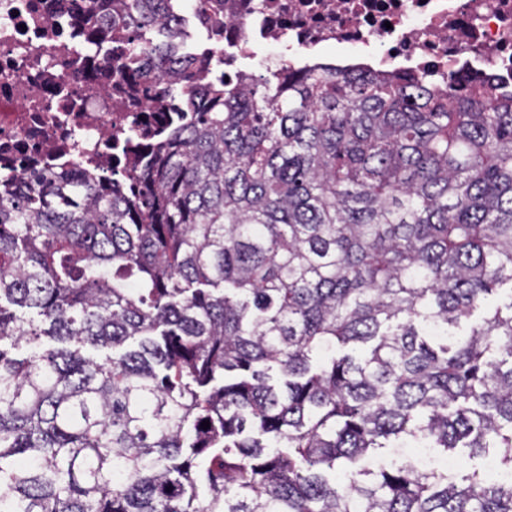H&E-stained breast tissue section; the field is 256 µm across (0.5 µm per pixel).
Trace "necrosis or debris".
<instances>
[{"label":"necrosis or debris","mask_w":512,"mask_h":512,"mask_svg":"<svg viewBox=\"0 0 512 512\" xmlns=\"http://www.w3.org/2000/svg\"><path fill=\"white\" fill-rule=\"evenodd\" d=\"M73 0H0V176L64 167L111 177L131 168L128 134L162 143L146 115L176 111L173 97L131 99L112 70L122 36L89 40L69 16ZM158 27L178 52L198 32L226 57L272 47L262 69L359 67L411 72L441 90L512 86V0H224L221 14L195 0H164Z\"/></svg>","instance_id":"necrosis-or-debris-1"}]
</instances>
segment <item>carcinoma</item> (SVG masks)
<instances>
[{"label":"carcinoma","mask_w":512,"mask_h":512,"mask_svg":"<svg viewBox=\"0 0 512 512\" xmlns=\"http://www.w3.org/2000/svg\"><path fill=\"white\" fill-rule=\"evenodd\" d=\"M112 2L80 0L90 39ZM128 60L184 106L143 167L0 179V512H512L482 470L365 465L394 438L512 471V91Z\"/></svg>","instance_id":"cac0c4a2"}]
</instances>
